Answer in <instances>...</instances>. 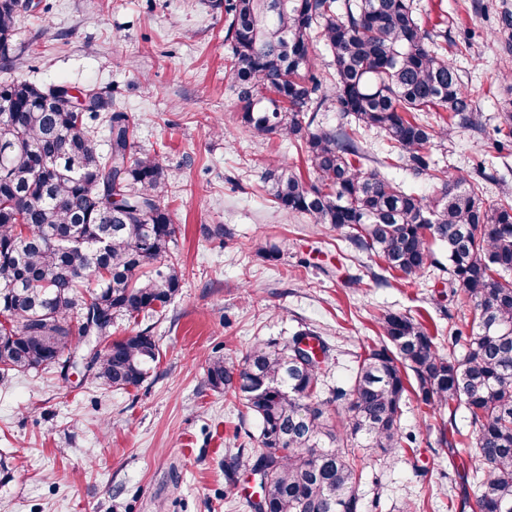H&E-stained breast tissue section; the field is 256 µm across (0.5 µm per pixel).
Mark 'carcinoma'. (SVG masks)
Segmentation results:
<instances>
[{
	"instance_id": "1",
	"label": "carcinoma",
	"mask_w": 512,
	"mask_h": 512,
	"mask_svg": "<svg viewBox=\"0 0 512 512\" xmlns=\"http://www.w3.org/2000/svg\"><path fill=\"white\" fill-rule=\"evenodd\" d=\"M24 0H0V61L13 60ZM225 67L243 103L241 123L295 143L313 179L288 164L265 172L277 208L345 236L383 270L414 277L448 251V276L470 309L448 355L412 316L377 318L379 342L358 356L346 387L320 388L326 342L301 330L242 358L216 357L208 385L234 395L259 422L247 465L260 475L257 512H362L363 467L354 449L402 447L408 383L431 411L464 405L482 473L474 512H512V197L487 206L480 185L435 169L429 147L454 125L474 126V91L414 14L411 0H224ZM331 56L314 69L312 39ZM0 82V384L32 370L80 365L107 389L139 387L159 348L148 331L102 344L112 318L164 309L183 271L171 255L178 226L168 174L140 153L133 116L113 95ZM338 122L317 121L330 102ZM447 112L443 124L430 115ZM106 125L100 149L95 124ZM439 184L427 202L383 171L363 144ZM68 226L70 240L56 238ZM80 314L73 325L71 314ZM341 401L344 412L331 413Z\"/></svg>"
}]
</instances>
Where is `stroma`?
<instances>
[{
    "instance_id": "35a3bbf8",
    "label": "stroma",
    "mask_w": 512,
    "mask_h": 512,
    "mask_svg": "<svg viewBox=\"0 0 512 512\" xmlns=\"http://www.w3.org/2000/svg\"><path fill=\"white\" fill-rule=\"evenodd\" d=\"M423 24L442 21L469 43L453 61L475 90L482 132L454 127L430 148L438 167L492 173L482 199L512 195V147L495 146L512 88V0H414ZM15 77L110 88L136 119L137 151L158 155L179 233L182 287L163 311L112 322V338L146 330L159 346L138 388L111 391L83 369H48L0 385V512H254L261 490L248 467L229 474L238 449L255 447L257 419L206 382L210 358L314 330L328 344L324 388L349 382L357 354L378 339L391 309L429 326L440 349L468 320L437 268L376 284L382 262L307 218L280 211L267 192L269 165L305 163L279 135L242 129L241 104L224 67V0H42L23 11ZM278 248L270 258V248ZM456 422L466 443H437ZM401 429L416 441L365 458L364 512H473V434L464 407L425 415L415 397Z\"/></svg>"
}]
</instances>
